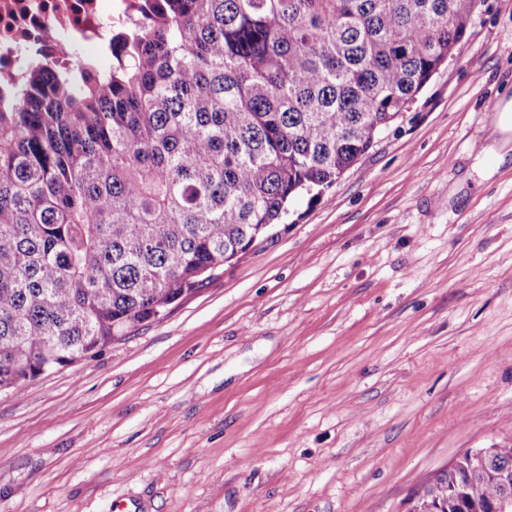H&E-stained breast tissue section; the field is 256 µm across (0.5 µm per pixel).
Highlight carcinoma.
Masks as SVG:
<instances>
[{
    "label": "carcinoma",
    "instance_id": "obj_1",
    "mask_svg": "<svg viewBox=\"0 0 512 512\" xmlns=\"http://www.w3.org/2000/svg\"><path fill=\"white\" fill-rule=\"evenodd\" d=\"M478 0H152L112 67L0 92V391L200 288L332 186L467 35ZM461 456L415 501L502 493ZM489 469L512 473V446Z\"/></svg>",
    "mask_w": 512,
    "mask_h": 512
}]
</instances>
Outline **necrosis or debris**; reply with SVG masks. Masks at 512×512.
Listing matches in <instances>:
<instances>
[{
    "mask_svg": "<svg viewBox=\"0 0 512 512\" xmlns=\"http://www.w3.org/2000/svg\"><path fill=\"white\" fill-rule=\"evenodd\" d=\"M142 20L141 0H0V85L19 83L35 61L70 69L111 44L116 25Z\"/></svg>",
    "mask_w": 512,
    "mask_h": 512,
    "instance_id": "necrosis-or-debris-1",
    "label": "necrosis or debris"
}]
</instances>
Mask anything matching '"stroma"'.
<instances>
[{"label": "stroma", "mask_w": 512, "mask_h": 512, "mask_svg": "<svg viewBox=\"0 0 512 512\" xmlns=\"http://www.w3.org/2000/svg\"><path fill=\"white\" fill-rule=\"evenodd\" d=\"M512 0L319 199L158 321L0 392V512H408L512 445Z\"/></svg>", "instance_id": "stroma-1"}]
</instances>
